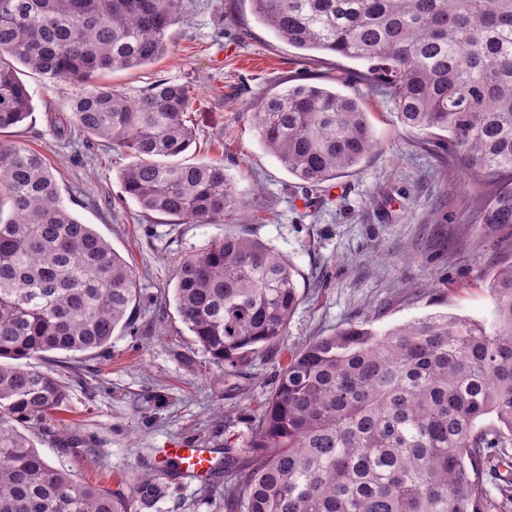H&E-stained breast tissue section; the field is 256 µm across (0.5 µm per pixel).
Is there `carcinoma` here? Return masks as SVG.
<instances>
[{
	"label": "carcinoma",
	"instance_id": "obj_1",
	"mask_svg": "<svg viewBox=\"0 0 512 512\" xmlns=\"http://www.w3.org/2000/svg\"><path fill=\"white\" fill-rule=\"evenodd\" d=\"M296 49L368 63L408 129L448 132L478 224H512V0H251ZM183 0H0V133L33 111L26 66L59 89L83 135L135 158L125 193L168 224H222L242 200L224 161L188 163L189 86L155 81L128 99L98 76L157 61ZM251 122L309 187L374 147L354 99L313 83L264 97ZM492 320L449 313L375 330L348 322L290 353L258 414L254 456L224 512H512V265L488 288ZM140 292L128 262L64 204L39 152L0 138V512H141L156 474L102 490L48 461L25 431L69 406L54 351L108 350ZM176 311L231 377L287 334L299 301L288 259L226 233L181 258ZM27 363H21V360ZM492 417L483 423L486 417ZM506 474L492 494L483 481Z\"/></svg>",
	"mask_w": 512,
	"mask_h": 512
}]
</instances>
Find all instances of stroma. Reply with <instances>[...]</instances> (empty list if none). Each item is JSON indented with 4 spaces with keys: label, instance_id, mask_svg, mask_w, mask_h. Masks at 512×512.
Returning a JSON list of instances; mask_svg holds the SVG:
<instances>
[{
    "label": "stroma",
    "instance_id": "obj_1",
    "mask_svg": "<svg viewBox=\"0 0 512 512\" xmlns=\"http://www.w3.org/2000/svg\"><path fill=\"white\" fill-rule=\"evenodd\" d=\"M155 63L107 75L130 98L153 81L192 88L196 141L189 161L223 159L237 193H260L221 224H163L123 191L131 156L79 132L57 135L76 85L51 89L24 70L34 110L9 138L48 160L73 215L108 240L134 268L141 301L133 333L114 332L109 353L60 352L70 387L38 450L79 480L117 489L134 468H151L160 449L231 448L238 465L253 457L256 417L289 351L350 321L384 329L435 312L491 316L488 284L512 265V224L476 223L460 170L448 163V134L406 129L383 86L361 81L365 62L297 50L252 12L251 0H184ZM308 79L358 98L375 147L357 168L307 188L264 147L250 114L265 95ZM228 232L257 238L292 264L299 304L288 334L233 377L181 322L175 306L180 259ZM81 439L78 448L62 440ZM166 496L151 512H224L227 475L209 480L164 470Z\"/></svg>",
    "mask_w": 512,
    "mask_h": 512
}]
</instances>
